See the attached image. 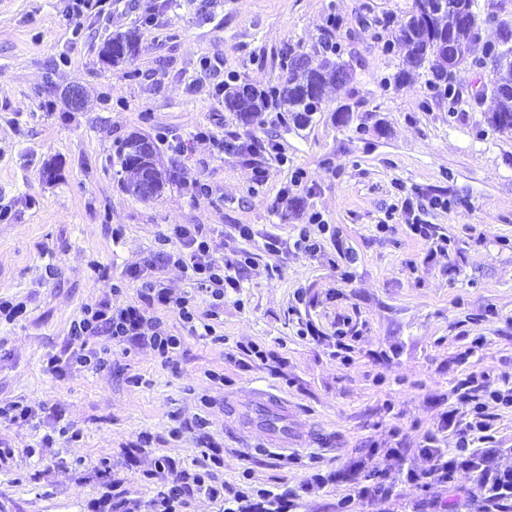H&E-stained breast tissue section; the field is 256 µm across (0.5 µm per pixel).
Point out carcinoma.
Returning <instances> with one entry per match:
<instances>
[{"instance_id": "carcinoma-1", "label": "carcinoma", "mask_w": 512, "mask_h": 512, "mask_svg": "<svg viewBox=\"0 0 512 512\" xmlns=\"http://www.w3.org/2000/svg\"><path fill=\"white\" fill-rule=\"evenodd\" d=\"M475 0H443L442 9H434L430 25L423 26L422 42L431 41L430 33L441 32L448 36V48H438L432 57L421 53V42H413V36L421 33L417 27L410 29L400 25L396 43L405 49L402 74L424 71L434 88L445 87V95L455 97L454 89L445 85L448 70V54L455 53L464 62H491L494 73H507L492 81L490 92L492 107L487 124L494 132L512 133V47L498 49L503 30L498 26L487 28L474 8ZM483 41V57L470 59L472 45ZM138 43L136 31L117 33L101 49V55L114 64L134 56ZM281 67L283 80L266 88L247 83L224 85L223 103L226 110L235 113L247 126L257 122L268 111L288 114V120L297 127L312 121L313 115L322 109L329 89L345 84L341 72L348 71L349 64L340 58L337 48L320 53H307L300 48H288ZM121 187L125 192L140 198V188L149 184L153 198H159L169 184L172 175L159 160L154 142L140 135L127 138L116 151Z\"/></svg>"}]
</instances>
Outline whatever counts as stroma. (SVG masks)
<instances>
[{
    "mask_svg": "<svg viewBox=\"0 0 512 512\" xmlns=\"http://www.w3.org/2000/svg\"><path fill=\"white\" fill-rule=\"evenodd\" d=\"M67 5L0 0V206L11 209L0 220V297L27 307L0 324V404L36 411L26 423L0 419V446L12 450L0 460V512H83L104 490L103 458L149 512L156 486L142 470L158 457L209 467L213 444L224 450L221 480L246 492L297 490L292 512H336L347 495L344 481L309 486L316 472L427 469L422 449L440 415L470 419L453 391L459 380L477 373L512 387V135L487 130L475 71L457 70L453 105L425 76L401 77L400 54L385 44L413 0H112L77 34ZM132 28L134 57L103 59V44ZM325 32L353 76L311 124L267 112L246 126L225 110L218 83L276 85L283 50L312 48ZM205 58L216 71H202ZM75 86L79 109L66 100ZM342 105L352 109L346 125L334 115ZM201 128L229 151L193 140ZM134 134L174 173L149 203L121 188L115 165ZM198 179L210 195L194 194ZM315 212L329 230L310 254L295 242ZM417 218L432 239L411 232ZM187 224L225 255L253 256L213 337L184 335L164 310L184 337L177 366L135 347L96 372L48 370L49 356L71 348L83 307L137 302L127 271L160 235L177 251L174 230ZM243 225L251 239L239 237ZM306 323L322 340L300 336ZM341 331L348 367L335 355ZM240 342L260 344L268 361L227 359ZM255 388L287 403L288 451L267 441ZM144 433L153 447L125 461L123 447ZM472 486L465 471L428 492L399 480L391 500L368 510L472 512Z\"/></svg>",
    "mask_w": 512,
    "mask_h": 512,
    "instance_id": "obj_1",
    "label": "stroma"
}]
</instances>
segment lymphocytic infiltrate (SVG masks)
<instances>
[{
    "label": "lymphocytic infiltrate",
    "instance_id": "1",
    "mask_svg": "<svg viewBox=\"0 0 512 512\" xmlns=\"http://www.w3.org/2000/svg\"><path fill=\"white\" fill-rule=\"evenodd\" d=\"M182 250L178 256H171L165 249L166 238H159V248L154 254L149 268L158 270L169 263H177L186 278L196 285V292L172 294L160 280L146 276L143 270H132V277L140 280V303L114 306L111 302L101 301L85 306L82 315L70 326V337L78 347L67 357L51 356L47 364L52 371L60 372L64 368L78 366L87 369H101L107 363L106 351L85 349L84 341L93 336H106L113 346L121 351L144 346L151 348L165 362H173L174 355L181 345V339L171 334L158 312L170 309L177 313L189 335H211V321L218 316V309L228 291L240 286L239 276L250 267L252 258L241 254L235 259H227L217 254V247L203 236L199 228L182 227L178 229ZM148 268V269H149ZM206 294L212 300L209 310H200L197 296ZM461 397L473 401V417L466 423H458L454 411L441 414L437 424L438 431H453L456 436V451L427 445L423 453L428 457V469L407 470L404 478L423 489L434 486H446L453 482L457 471H469L473 477L474 501L479 504V512H491L492 508L504 500L512 499V466L493 467L488 463L489 443L493 438L483 415L484 402H478V394H485L486 400L499 403H512V393H502L485 382H475L466 378L460 385ZM212 468L189 471L178 468L175 461L159 458L152 469L143 473L145 479L159 481L160 486L151 501L152 512H184L189 500L195 494L206 495L219 503L221 512H283L284 495L267 489H257L255 493L234 489L220 481L215 469L221 466L220 449H213Z\"/></svg>",
    "mask_w": 512,
    "mask_h": 512
}]
</instances>
